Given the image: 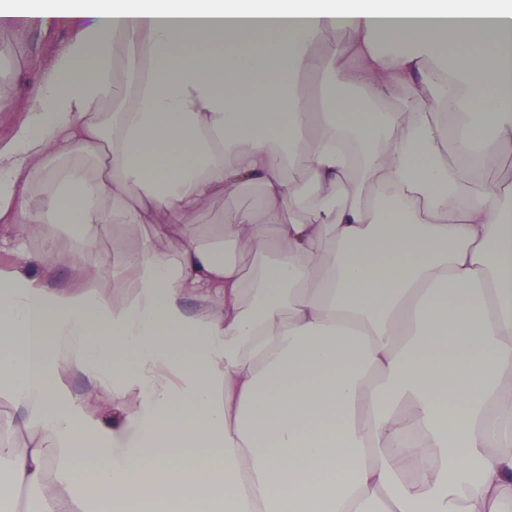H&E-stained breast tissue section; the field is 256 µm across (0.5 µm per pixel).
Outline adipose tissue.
Instances as JSON below:
<instances>
[{"mask_svg": "<svg viewBox=\"0 0 512 512\" xmlns=\"http://www.w3.org/2000/svg\"><path fill=\"white\" fill-rule=\"evenodd\" d=\"M29 18L76 33L0 143V223L44 242L0 267V399L31 438L0 445V512L22 490L35 512L129 495L140 512H512V187L471 167L512 152V0L0 7L1 25ZM339 29L350 44L330 43ZM131 51L151 76L106 132L91 109L124 97L113 70ZM314 71L359 92L310 111ZM460 91L451 138L440 117ZM350 128L372 148L369 195L336 147ZM245 183L262 219L231 211L221 239L166 248L182 213ZM134 199L154 238L47 287ZM226 240L260 262L244 270ZM76 377L121 421L67 400Z\"/></svg>", "mask_w": 512, "mask_h": 512, "instance_id": "ef3b65f1", "label": "adipose tissue"}]
</instances>
